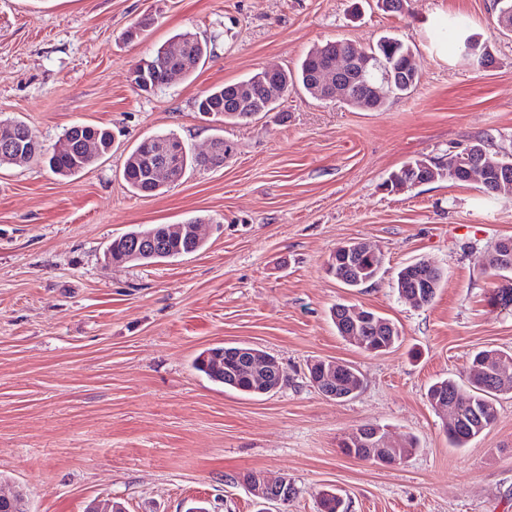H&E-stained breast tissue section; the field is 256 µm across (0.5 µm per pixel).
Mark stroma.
I'll use <instances>...</instances> for the list:
<instances>
[{
    "instance_id": "1",
    "label": "stroma",
    "mask_w": 512,
    "mask_h": 512,
    "mask_svg": "<svg viewBox=\"0 0 512 512\" xmlns=\"http://www.w3.org/2000/svg\"><path fill=\"white\" fill-rule=\"evenodd\" d=\"M494 0H0V119L44 146L77 123L108 126L112 151L63 178L39 161L0 167V491L23 489L30 512H318L334 490L345 512H512V393L465 446L448 440L427 398L480 349L512 353V306L490 305L512 272L482 259L512 238V196L441 178L405 192L389 174L484 140L512 154V35ZM462 21L494 57L481 68L449 42ZM210 50L190 77L141 90L130 72L173 35ZM410 45L407 95L378 110L296 88L250 122L228 125L222 167L187 171L155 196L122 171L142 138L175 133L204 151L215 125L195 102L267 67L296 68L310 48L358 49L383 35ZM202 218L192 254L116 267L105 252L139 226ZM379 249L378 277L349 288L327 266L339 245ZM429 260L435 298L400 297L397 273ZM343 303L400 331L395 348L362 351L330 318ZM246 344L275 356L285 381L248 396L193 367L203 351ZM353 365L363 384L340 401L307 378L308 362ZM416 448L395 467L345 456L359 425ZM287 479L288 502L263 504L250 475Z\"/></svg>"
}]
</instances>
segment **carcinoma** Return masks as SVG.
Instances as JSON below:
<instances>
[{
    "instance_id": "carcinoma-1",
    "label": "carcinoma",
    "mask_w": 512,
    "mask_h": 512,
    "mask_svg": "<svg viewBox=\"0 0 512 512\" xmlns=\"http://www.w3.org/2000/svg\"><path fill=\"white\" fill-rule=\"evenodd\" d=\"M187 44H189L188 51L192 52L193 59V66L186 72V76L189 77L206 58L207 45L195 36L187 40ZM367 52L380 63V68L370 71L367 79L376 80L385 75L389 76L390 94L394 96L407 94L414 88L417 81V69L414 64L413 50L408 44L396 37L383 36L376 43L370 45ZM324 55V46H315L306 53L294 71L282 70L277 74H269L261 70L238 82L215 86L197 99V111L208 114L214 120L224 124L247 122L249 114L255 117L262 112H270L274 109V106L267 104L266 98L262 94L263 85L273 80L288 87L297 84L311 95L313 94L312 84L316 81V72L322 64ZM157 59L158 53L155 52L141 61V64L149 71L156 89L160 90L165 87V71L161 67H155ZM79 134L82 137H91L99 141L100 154L98 158H103L111 151L112 133L109 129L82 124ZM6 138L11 140L13 145L15 159L12 160L11 165L15 167H21L34 159L42 158L54 173L69 177L81 173L95 163L94 159L73 146H66L56 153H46L43 146L35 141L36 134L23 121L1 120L0 141ZM157 138L167 142L171 147L176 162V178L179 180L189 169L201 170L224 165V159L233 151L231 144L225 141L221 135L214 137L219 146V154L212 160L193 154L184 141L174 133L159 134ZM448 158L456 160V181L464 183L466 182L465 168L469 163L481 160L482 155L475 152L465 159L459 157L457 152H450ZM162 160L164 157L143 149L141 142L128 153L123 166V178L133 193L147 196L160 193V190L150 181L149 174L151 167ZM169 229L170 226L167 224H156L136 231V234L140 235V254L144 256L152 250L153 242L159 239V234L162 232L165 233L162 244L166 252L170 253L173 258L194 253L203 247V244L189 236L169 233ZM108 254L112 262L118 265L132 262V252L127 236L123 235L114 239L108 249ZM380 264L381 260L368 256H358L349 263L344 259H339L335 264V275L338 276V281L351 288L353 287V284L350 283L351 266L354 265L366 271L370 280L373 281L379 274ZM399 337L398 328L390 322L385 330L367 337V347L363 348V351L367 352L372 347L387 351L395 346ZM494 354H496L494 350H482L471 357L467 368L471 392L461 394L458 384L451 378L434 383L428 390L429 401L434 405L442 396L448 397V400L451 401L455 396L462 395V400L458 402V411L463 418L464 431L460 432L458 436H449V439L456 445L465 444L492 425L497 418V394L512 390V375L498 381L497 392L488 390L484 367L486 360ZM211 363L212 359L203 352L195 359L194 366L214 382L246 395H259L246 372L241 371L235 376H219L214 373Z\"/></svg>"
}]
</instances>
